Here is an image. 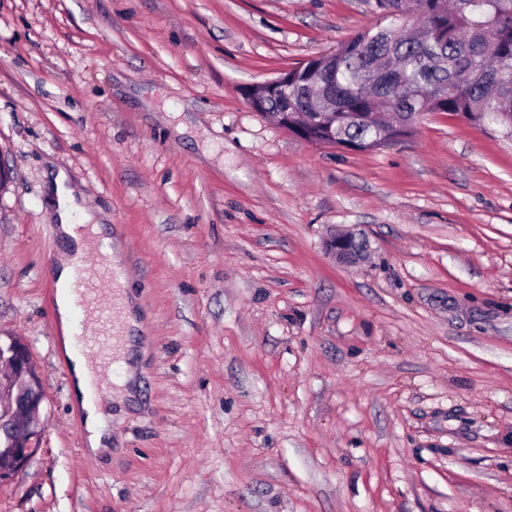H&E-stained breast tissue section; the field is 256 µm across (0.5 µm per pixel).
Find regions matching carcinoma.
Returning a JSON list of instances; mask_svg holds the SVG:
<instances>
[{
  "instance_id": "obj_1",
  "label": "carcinoma",
  "mask_w": 512,
  "mask_h": 512,
  "mask_svg": "<svg viewBox=\"0 0 512 512\" xmlns=\"http://www.w3.org/2000/svg\"><path fill=\"white\" fill-rule=\"evenodd\" d=\"M418 12V33L404 30L401 2ZM376 23L288 71V111L311 119L314 142L336 130L355 151L399 141L432 112L496 127L512 138V0H372ZM316 67L336 93L328 127L310 112L308 71Z\"/></svg>"
}]
</instances>
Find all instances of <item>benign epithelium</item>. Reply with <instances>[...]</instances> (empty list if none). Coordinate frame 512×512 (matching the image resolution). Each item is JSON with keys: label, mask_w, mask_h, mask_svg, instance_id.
<instances>
[{"label": "benign epithelium", "mask_w": 512, "mask_h": 512, "mask_svg": "<svg viewBox=\"0 0 512 512\" xmlns=\"http://www.w3.org/2000/svg\"><path fill=\"white\" fill-rule=\"evenodd\" d=\"M248 104L267 96L280 99L283 108L276 113L279 125L291 128L296 137L309 141L303 128L289 123L288 78L252 83L243 89ZM44 393L28 344L12 336L0 343V442L8 448L9 461L0 464V482L12 478L27 462L40 433L39 413Z\"/></svg>", "instance_id": "benign-epithelium-1"}]
</instances>
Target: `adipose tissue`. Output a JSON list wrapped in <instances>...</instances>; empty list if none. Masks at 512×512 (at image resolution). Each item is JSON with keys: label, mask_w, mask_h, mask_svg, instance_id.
I'll return each instance as SVG.
<instances>
[{"label": "adipose tissue", "mask_w": 512, "mask_h": 512, "mask_svg": "<svg viewBox=\"0 0 512 512\" xmlns=\"http://www.w3.org/2000/svg\"><path fill=\"white\" fill-rule=\"evenodd\" d=\"M48 185L56 203L54 220L65 244L63 253L53 265V277L57 288L55 320L69 356L73 395L85 412L84 444L90 452L98 454L108 451L112 441L111 433L107 428L108 416L102 403L92 401L90 398V392L96 381L94 364L74 346L78 299L75 270L86 252L85 241L78 231L79 225L90 224L97 228L100 227L102 218L85 209L79 202L66 171L61 169L50 171ZM120 303L125 334L120 356L127 363L120 395L130 398L133 397L136 389V368L132 363L134 352L131 336L139 328L140 321L137 308L129 296H122Z\"/></svg>", "instance_id": "ef3b65f1"}]
</instances>
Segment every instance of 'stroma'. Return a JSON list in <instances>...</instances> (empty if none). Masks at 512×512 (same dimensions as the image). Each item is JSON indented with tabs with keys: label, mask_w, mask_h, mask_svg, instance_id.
I'll use <instances>...</instances> for the list:
<instances>
[{
	"label": "stroma",
	"mask_w": 512,
	"mask_h": 512,
	"mask_svg": "<svg viewBox=\"0 0 512 512\" xmlns=\"http://www.w3.org/2000/svg\"><path fill=\"white\" fill-rule=\"evenodd\" d=\"M374 20L366 0H0V336L44 390L0 512H512V139L437 112L353 152L242 94ZM51 162L121 239L144 320L98 456L55 321Z\"/></svg>",
	"instance_id": "obj_1"
}]
</instances>
